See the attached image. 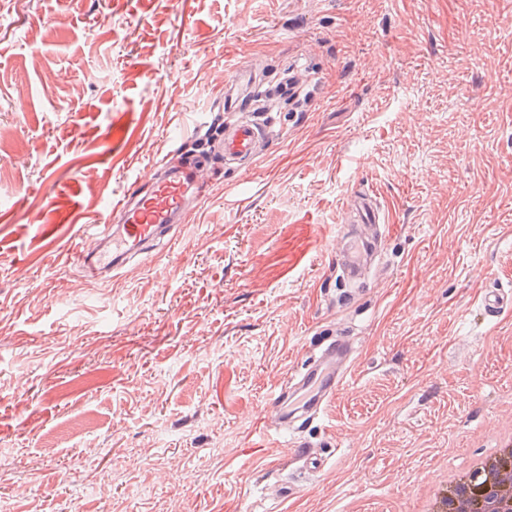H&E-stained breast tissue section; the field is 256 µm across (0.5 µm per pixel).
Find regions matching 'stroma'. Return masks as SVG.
Wrapping results in <instances>:
<instances>
[{
	"mask_svg": "<svg viewBox=\"0 0 512 512\" xmlns=\"http://www.w3.org/2000/svg\"><path fill=\"white\" fill-rule=\"evenodd\" d=\"M227 64L300 89L255 165L208 159L118 273L56 264L169 151L205 156ZM360 188L392 227L350 293ZM511 287L512 0L0 9V512H421L512 430V310L478 315ZM339 336L324 413L274 438L272 393ZM512 307V290L499 288L493 292L486 293L481 301L480 315L483 318H495L505 310Z\"/></svg>",
	"mask_w": 512,
	"mask_h": 512,
	"instance_id": "35a3bbf8",
	"label": "stroma"
}]
</instances>
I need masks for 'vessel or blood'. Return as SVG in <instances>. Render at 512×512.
<instances>
[{
    "mask_svg": "<svg viewBox=\"0 0 512 512\" xmlns=\"http://www.w3.org/2000/svg\"><path fill=\"white\" fill-rule=\"evenodd\" d=\"M226 120L221 139L212 145L214 155L225 164L239 166L253 162L254 145L264 134L263 120L256 118L258 100L251 77L237 70H222ZM205 171L196 162L181 165L164 162L160 173L148 182L146 191L126 195L109 208V218L82 234L83 248L66 251L63 261L98 266L105 271L121 269L134 255L167 242L171 225L184 223L192 204L204 196ZM348 210L358 223H378L382 217L375 194L351 196ZM512 308V290L501 288L486 293L480 314L495 318ZM344 343L326 348L287 388L274 393L270 407L279 414L281 431L295 430L322 415L328 401L344 379L336 359L344 355Z\"/></svg>",
    "mask_w": 512,
    "mask_h": 512,
    "instance_id": "obj_1",
    "label": "vessel or blood"
}]
</instances>
